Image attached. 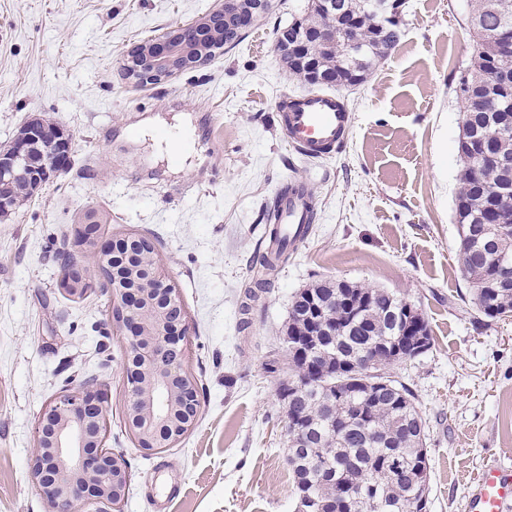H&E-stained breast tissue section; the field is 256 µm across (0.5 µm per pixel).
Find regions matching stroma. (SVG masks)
<instances>
[{"mask_svg": "<svg viewBox=\"0 0 512 512\" xmlns=\"http://www.w3.org/2000/svg\"><path fill=\"white\" fill-rule=\"evenodd\" d=\"M216 0H0V149L40 119L72 137L70 166L0 220V512H51L30 472L34 427L70 375L106 392V446L128 464L123 512H297L278 389L293 296L345 279L388 289L424 315L434 344L391 366L428 427L429 512H465L491 458L512 464V316L477 310L458 266L454 200L464 99L477 49L474 0H403L402 38L366 82L343 89L346 149L318 160L289 147L275 101L304 93L276 49L308 0H272L232 49L145 88L125 78L131 48L201 21ZM194 129L183 150L177 116ZM180 153L172 162V153ZM306 182L318 219L270 277L239 331L250 261L282 186ZM100 237L152 242L187 317L194 427L164 452L125 427V347L103 356L112 293L95 279L61 293L54 253L87 211Z\"/></svg>", "mask_w": 512, "mask_h": 512, "instance_id": "1", "label": "stroma"}]
</instances>
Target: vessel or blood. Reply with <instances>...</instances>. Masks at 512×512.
<instances>
[{"instance_id":"vessel-or-blood-1","label":"vessel or blood","mask_w":512,"mask_h":512,"mask_svg":"<svg viewBox=\"0 0 512 512\" xmlns=\"http://www.w3.org/2000/svg\"><path fill=\"white\" fill-rule=\"evenodd\" d=\"M275 108L288 143L297 153L320 158L347 146L352 115L344 98L334 92L280 95ZM314 198L304 183L292 184L279 199L277 223L268 251L282 245L303 243L316 221ZM467 512H512V465L493 460L485 463L469 488Z\"/></svg>"}]
</instances>
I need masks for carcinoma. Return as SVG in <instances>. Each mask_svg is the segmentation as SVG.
Listing matches in <instances>:
<instances>
[{"label":"carcinoma","instance_id":"obj_1","mask_svg":"<svg viewBox=\"0 0 512 512\" xmlns=\"http://www.w3.org/2000/svg\"><path fill=\"white\" fill-rule=\"evenodd\" d=\"M369 0H336V13L354 21V34L366 53L346 62L330 49H315L324 68L363 75L400 41L398 20L377 29ZM472 26L476 35L507 27L512 30V0H475ZM306 30L327 24L316 7L295 20ZM499 55L482 48L473 67L494 68ZM474 72L459 81L461 94L477 101L466 118L478 134L493 114L479 99L487 88L473 83ZM495 94L512 100V62H503L492 79ZM512 184V176L488 165L481 177L463 168L455 198L456 226L472 227L460 238L459 266L474 290L481 314L489 319L512 313V285L498 288L495 274L512 263V200L496 203L490 189ZM34 192L23 178L0 183V195L12 205ZM349 303L338 300L336 282L323 281L293 297L285 342L291 376L279 388L288 426V468L300 500L311 499L315 512H427L430 465L426 425L413 392L387 373L394 348L406 336L410 303L385 288L348 283Z\"/></svg>","mask_w":512,"mask_h":512}]
</instances>
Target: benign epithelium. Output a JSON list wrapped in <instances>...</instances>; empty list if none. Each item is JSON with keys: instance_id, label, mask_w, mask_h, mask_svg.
I'll return each mask as SVG.
<instances>
[{"instance_id": "benign-epithelium-1", "label": "benign epithelium", "mask_w": 512, "mask_h": 512, "mask_svg": "<svg viewBox=\"0 0 512 512\" xmlns=\"http://www.w3.org/2000/svg\"><path fill=\"white\" fill-rule=\"evenodd\" d=\"M268 5L269 0H222L192 27L166 31L152 43L133 48L128 54L127 78L140 86L155 85L204 65L208 46L219 36L223 21L233 17L241 29H248ZM317 40L337 48L346 61L362 51L352 23L343 19L323 27ZM277 49L319 74L317 61L308 53V36L298 26L284 30ZM500 106V98L487 97L486 107L495 112L496 120L481 133L484 143L501 138ZM40 134L41 130L31 129L17 138L11 167L33 168L28 142ZM460 159L477 175L489 164L512 167L507 154H491L474 146L461 152ZM87 227L80 225L79 240L104 264L110 260V245L86 234ZM68 272L71 294L83 293L87 273L80 266ZM111 292L113 325L129 347L125 361L130 392L127 429L146 451L169 448L193 428L200 412L197 388L184 362L164 360L171 349L187 355L186 316L171 317V311L181 305L178 289L155 247L143 244L122 262H112ZM105 422L103 389L96 380L61 393L39 416L31 475L54 512H85L91 506L95 512H123L130 472L121 456L104 448Z\"/></svg>"}]
</instances>
